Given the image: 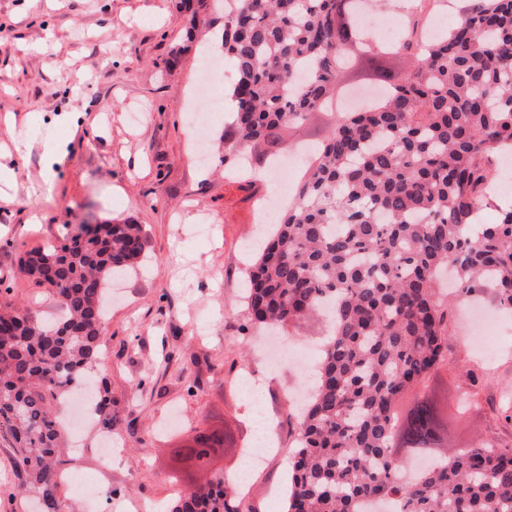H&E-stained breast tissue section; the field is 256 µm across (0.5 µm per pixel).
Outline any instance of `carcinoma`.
I'll list each match as a JSON object with an SVG mask.
<instances>
[{
    "label": "carcinoma",
    "mask_w": 512,
    "mask_h": 512,
    "mask_svg": "<svg viewBox=\"0 0 512 512\" xmlns=\"http://www.w3.org/2000/svg\"><path fill=\"white\" fill-rule=\"evenodd\" d=\"M360 0H223L224 56L236 122L235 167L275 131L299 127L356 66L388 90L373 110L337 117L249 272L244 328L275 333L330 306L331 336L299 416L283 512H512V446L484 440L448 453L455 414L435 393L405 394L445 365L447 310L486 288L512 310V206H493L489 165L512 146V0H474L405 77L393 51L355 21ZM138 224H82L60 245L26 253L20 271L56 296L46 323L0 296V440L14 449L39 512H72L58 473L59 404L104 364L109 280L141 260ZM119 418L108 388L94 407ZM224 433L197 432L176 452L207 471ZM406 450L438 465L401 480ZM167 512H253L222 471L177 493Z\"/></svg>",
    "instance_id": "obj_1"
}]
</instances>
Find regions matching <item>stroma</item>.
<instances>
[{
	"instance_id": "1",
	"label": "stroma",
	"mask_w": 512,
	"mask_h": 512,
	"mask_svg": "<svg viewBox=\"0 0 512 512\" xmlns=\"http://www.w3.org/2000/svg\"><path fill=\"white\" fill-rule=\"evenodd\" d=\"M178 3L0 0V165L16 173L14 183L0 184V287L16 306L49 318L58 303L21 273L26 252L106 220L140 224L146 239L144 260L121 276L112 297L100 372L119 410L124 448L105 463L66 427L63 444L74 463L61 491L74 512H89V478L116 501L135 496L147 512H165L179 490L206 481L202 473L186 475L172 454L202 428L225 431L215 467L246 473L247 505L281 512L274 489L291 457L290 393L316 373L313 356L303 369L269 362L250 344L254 331L242 327L240 291L253 260L245 246L260 233L274 182L263 167L225 173L231 115L191 99L203 75L201 50L219 45L224 19ZM191 104L207 117L204 137L187 120ZM333 119L316 112L281 130L280 156L292 162L287 182L297 183L306 168L295 159L298 147L318 145ZM201 153L208 165L198 163ZM474 335L463 310H455L439 380L452 397L474 379L480 389L453 446L469 448L488 436L512 445V422L500 414L512 391V337L498 339L489 356L475 348ZM245 373L262 389L279 447L256 472L246 455L258 423L239 383ZM11 456L0 447V512H27L25 476Z\"/></svg>"
}]
</instances>
